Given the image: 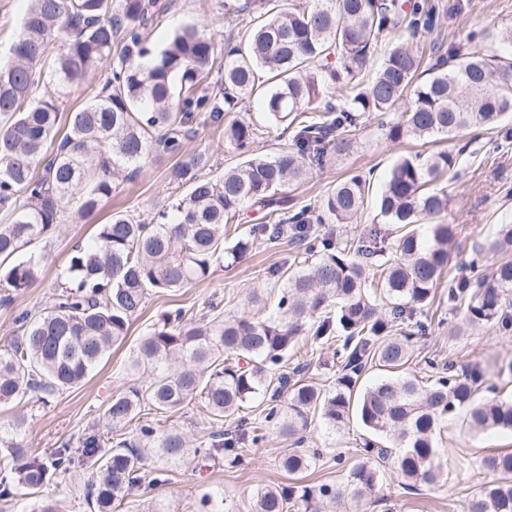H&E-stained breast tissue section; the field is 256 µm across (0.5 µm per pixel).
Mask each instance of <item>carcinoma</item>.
<instances>
[{
	"label": "carcinoma",
	"instance_id": "1",
	"mask_svg": "<svg viewBox=\"0 0 512 512\" xmlns=\"http://www.w3.org/2000/svg\"><path fill=\"white\" fill-rule=\"evenodd\" d=\"M228 15L246 16L250 25L239 39L223 38L224 77L213 85L217 34L186 25L162 49L149 46V29L163 21L157 0H29L11 60L0 65V211L7 214L0 302L36 281L42 257L28 247L50 244L68 206L90 215L127 169L143 167L157 150L181 154L199 116L218 124L258 95L265 120L293 126L295 135L290 147L257 154L254 123L235 119L224 127V141L246 155L242 162L212 177L199 174L197 157L176 167L171 179L187 191L155 224L112 213L92 244L70 254L53 303L16 320L17 336L0 348V407L27 395L44 404L48 395L81 386L124 340L152 291L191 288L217 259L232 265L265 241L288 237L305 256L269 271L280 294L263 319L243 313L201 324L185 321L180 308L164 314L129 357L133 384L109 399L105 431L78 438L80 459L67 443L44 454L28 448L25 415L0 425V499L20 496L32 512H55L46 492L79 462L91 469L87 502L96 512H114L141 484L150 449L167 460L192 453L204 461L222 451L233 463L242 445L258 443L266 430L298 444L316 412L334 430L354 417L368 439L342 482L258 486L248 506L317 512L374 495L385 464L408 489L437 484L447 472L434 435L452 415L472 434L512 431V401L478 397L484 367L460 373L428 358L429 384L404 375L417 337L426 335L414 316L434 298L450 262L454 233L442 222L448 192L441 182L460 154L397 161L377 198L396 229L374 228L341 243L333 230L314 225L356 222L369 196L365 176L337 183L316 208L282 195L350 149L369 114L392 142L496 127L512 112V58L479 48L444 52L422 40L438 28L435 0H243ZM385 42L392 47L365 86L363 75ZM427 55L429 78L422 81ZM105 62L110 72L101 88L61 131L50 84H77ZM247 202L264 222L233 234L228 224ZM478 254L492 261L489 274L451 280L448 304L464 308L468 326L493 323L509 333L512 224L500 225ZM331 339L339 360L332 385L303 379L300 362L285 371L296 346ZM375 367L389 376L365 383ZM193 402L214 422L235 421L236 430L216 429L191 449L176 428L141 419L144 411L170 418ZM248 408L263 420L245 431L239 414ZM319 458L296 447L278 463L294 476ZM478 468L484 480L464 512H512V450L483 456Z\"/></svg>",
	"mask_w": 512,
	"mask_h": 512
}]
</instances>
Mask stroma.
<instances>
[{
	"instance_id": "35a3bbf8",
	"label": "stroma",
	"mask_w": 512,
	"mask_h": 512,
	"mask_svg": "<svg viewBox=\"0 0 512 512\" xmlns=\"http://www.w3.org/2000/svg\"><path fill=\"white\" fill-rule=\"evenodd\" d=\"M222 0H161L166 11L163 23L154 28L150 40L163 46L173 30L184 24H198L209 30H225ZM441 23L437 39L443 47L463 45L470 32L482 33L483 48L502 54L512 53V44L501 42L502 33L512 30V0H438ZM239 118L256 124L255 149L271 155L289 145L291 133L268 124L253 102L240 105ZM451 149H463L462 161L448 175L450 201L444 215L445 223L456 228L457 253L449 268L450 277H460L461 265L477 263L479 273H487L489 264L478 261L475 247L492 237L499 225L512 224V118L503 119L495 128L471 135L464 130L450 141ZM429 147L419 142L392 143L386 140L375 121L361 127L353 147L337 155L321 169L314 170L290 196L298 204L318 203L334 188L336 182L353 173L375 171L384 174L402 157L429 154ZM186 155H202L205 163L200 171L216 175L237 165L242 157L224 141V127L208 123L195 127L186 142ZM174 156L156 155L130 180L120 185L111 199L95 213L79 217L65 211L57 225L52 243L45 250L39 279L12 304L0 305V345L14 336L15 319L25 310L39 311L49 305L57 287V277L65 267L72 250L88 244L99 224L105 223L112 212L125 211L138 219L152 221L158 212L169 208L184 187L170 179L177 164ZM295 249L287 242L272 246L260 245L238 263L217 262L210 275L193 287L172 293L149 296L141 314L132 320L125 340L113 346L108 360L81 387L59 392L50 397L46 406L34 408L32 399L0 409V424L19 415L30 418L27 444L43 452L76 442L85 432L103 425V413L112 394L128 384L125 370L131 349L164 313L180 308L187 315L209 310L229 316L248 306L251 288L264 284L268 268L291 259ZM426 323L428 333L415 347L411 370L426 377L425 358L453 362L464 369L485 364L489 356L500 363L512 362V333L503 334L495 326L482 324L465 326L462 310L448 306L446 294H437L430 308L417 312ZM463 327L464 333L452 336L453 327ZM364 431L357 423L342 429L329 430L315 422L303 446L320 449L323 457L301 479L304 483H333L344 472L334 458L343 455L347 463L359 458ZM435 444L448 468L447 479L433 486H420L418 491L403 488L393 471H386L378 500H365L356 512H462L466 499L482 481L479 459L489 453L511 449L512 432L494 431L479 435L468 434L458 417L445 419L435 433ZM288 439L268 433L258 444H246L239 461L227 464L223 455L209 461L187 456L180 461L148 458L146 478L130 495L121 512H147L154 504L166 512H200L203 496L218 498L219 512H246L254 488L260 485L289 483L290 478L278 465L279 457L289 448ZM90 476L87 468L79 467L58 480L52 488V498L58 512H89L84 498V484Z\"/></svg>"
}]
</instances>
